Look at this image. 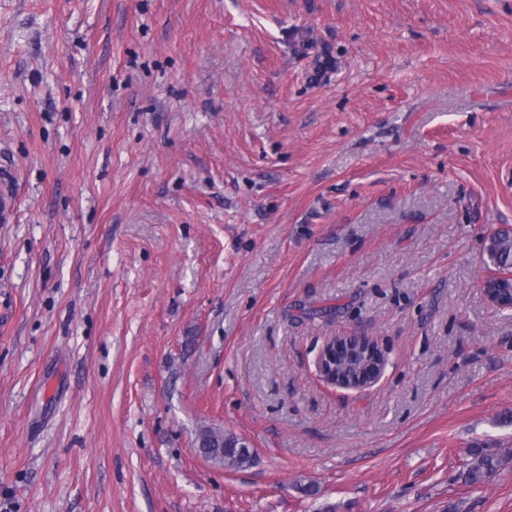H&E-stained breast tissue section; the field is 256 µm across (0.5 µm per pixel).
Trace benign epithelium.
I'll list each match as a JSON object with an SVG mask.
<instances>
[{"instance_id":"obj_1","label":"benign epithelium","mask_w":512,"mask_h":512,"mask_svg":"<svg viewBox=\"0 0 512 512\" xmlns=\"http://www.w3.org/2000/svg\"><path fill=\"white\" fill-rule=\"evenodd\" d=\"M512 269L487 272L481 286L499 308H512ZM386 357L376 344L360 336H333L326 340L317 359L320 377L331 385L363 388L377 383L384 372Z\"/></svg>"}]
</instances>
